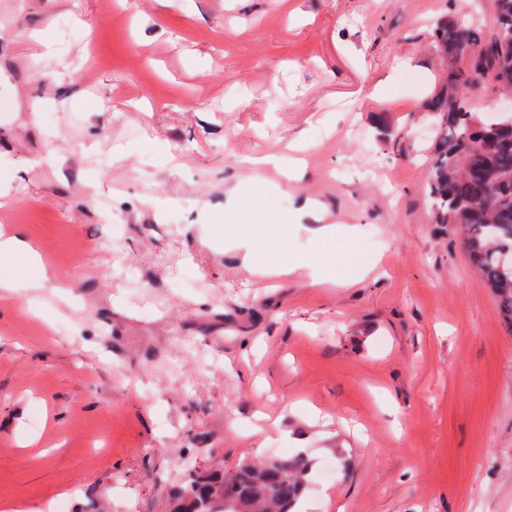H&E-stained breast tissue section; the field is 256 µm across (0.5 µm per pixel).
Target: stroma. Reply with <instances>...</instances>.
<instances>
[{
  "instance_id": "1",
  "label": "stroma",
  "mask_w": 512,
  "mask_h": 512,
  "mask_svg": "<svg viewBox=\"0 0 512 512\" xmlns=\"http://www.w3.org/2000/svg\"><path fill=\"white\" fill-rule=\"evenodd\" d=\"M470 10L0 0V229L49 275L0 291V512H167L187 468L287 454L338 472L301 512H512V330L421 137L430 25Z\"/></svg>"
}]
</instances>
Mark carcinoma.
<instances>
[{
    "label": "carcinoma",
    "mask_w": 512,
    "mask_h": 512,
    "mask_svg": "<svg viewBox=\"0 0 512 512\" xmlns=\"http://www.w3.org/2000/svg\"><path fill=\"white\" fill-rule=\"evenodd\" d=\"M496 3L488 29L459 13L433 24V48L448 74L426 104L438 116L429 197L432 222L460 236L512 328V117H487L469 104L478 77L512 88V0ZM307 473L300 456L195 471L175 487L171 512H291Z\"/></svg>",
    "instance_id": "obj_1"
}]
</instances>
